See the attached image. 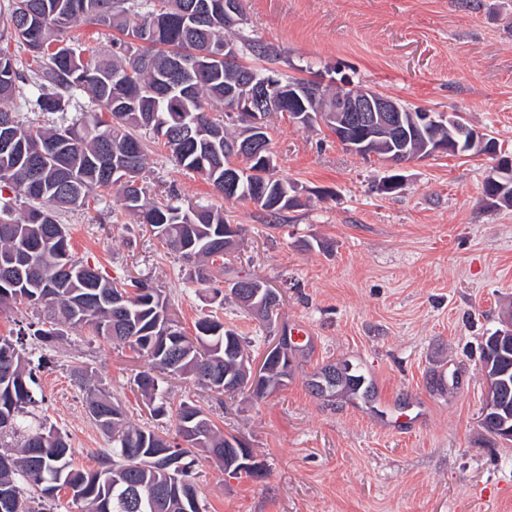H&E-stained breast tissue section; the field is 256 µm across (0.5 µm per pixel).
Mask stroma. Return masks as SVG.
I'll list each match as a JSON object with an SVG mask.
<instances>
[{
  "label": "stroma",
  "instance_id": "35a3bbf8",
  "mask_svg": "<svg viewBox=\"0 0 512 512\" xmlns=\"http://www.w3.org/2000/svg\"><path fill=\"white\" fill-rule=\"evenodd\" d=\"M243 33L273 49L244 64L283 76L342 78L401 103L456 113L512 152V0H243ZM117 31L77 23L63 34L85 60L111 51ZM267 133L277 174L295 183L301 207L278 220L228 202L169 150L147 144L151 198L224 212L241 229L219 280L254 278L278 291L271 321L190 282L186 264L125 212L114 190L63 210L75 259L106 278L151 277L186 335L212 314L248 342L254 368L298 323L310 329L290 351L281 386L219 395L155 371L157 417L134 379L145 358L65 326L50 344L43 317L25 304L0 308V336L23 334L36 377L29 421L66 434L76 466L93 469L111 448L93 423L73 367L139 426L174 425L195 401L225 436L250 448L262 477L224 473L198 453L203 512H512V442L480 424L486 384L481 344L512 313V207L482 195L490 157L434 156L408 165L386 194L385 164L346 151L325 126L276 114ZM353 367L368 395L317 394L325 367Z\"/></svg>",
  "mask_w": 512,
  "mask_h": 512
}]
</instances>
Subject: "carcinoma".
Returning a JSON list of instances; mask_svg holds the SVG:
<instances>
[{
  "label": "carcinoma",
  "mask_w": 512,
  "mask_h": 512,
  "mask_svg": "<svg viewBox=\"0 0 512 512\" xmlns=\"http://www.w3.org/2000/svg\"><path fill=\"white\" fill-rule=\"evenodd\" d=\"M214 0H3L0 23L22 41L40 64V83L27 97L38 112L63 113L77 90L92 94L95 109L70 123L45 128L20 123L1 104L24 95L18 61L0 50V136L9 133L13 146L0 149V185L28 200L18 218L0 202V306L27 303L45 312L47 329L33 336L48 343L60 335V326L86 327L96 336L123 345L147 359L150 370L137 380L142 395L153 398V370L167 371L176 360L177 376L194 385L224 394V378L245 379L248 355L244 337L224 329V322L207 315L196 324L190 339L174 323L161 292L146 278L112 281L71 252L70 234L57 220L61 208H80L98 190L118 187L124 210L142 218L151 233L178 253L199 285L212 283L210 264L230 254L236 243H226L228 222L213 209L183 207L149 197L140 185L146 165L138 131L160 138L174 162L200 174L224 194V172L236 170L232 159L244 154L246 129L230 130L210 116L207 105L220 102L224 116L234 114V98L248 92L245 77L260 70L237 61H204L198 53L211 45L231 43L236 51L248 48L259 58L272 50L238 33L244 21L239 13L224 24V13L212 12ZM28 16L37 23L36 35L26 37L17 20ZM85 21L108 25L124 38L113 43L110 55L84 63L70 48L61 55L49 52L60 36ZM189 58L198 69L184 86L169 73L173 57ZM307 110L326 118L322 99H304L294 111ZM423 142L401 131L390 137L384 159L391 154L412 155ZM243 159V158H241ZM236 192L226 200L245 201L270 216L299 206L297 186L258 160L243 159ZM130 164L133 180L112 172ZM283 363L272 364L268 377L278 387L288 376V341L282 342ZM495 361L507 372L495 407L512 408V347L502 346ZM74 381L87 391L89 413L112 441V452L98 457V467L79 469L69 441L54 428L31 426L25 408L34 403L37 385L28 360L12 339L0 336V512H38L35 504L53 501L62 491L71 495L81 512H203L202 493L192 478L193 450L213 453L234 448L208 414L193 401L176 412L175 427H140L127 420L123 407L92 381L84 367L73 368ZM163 456H157L159 452Z\"/></svg>",
  "instance_id": "carcinoma-1"
}]
</instances>
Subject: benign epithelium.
<instances>
[{
    "label": "benign epithelium",
    "mask_w": 512,
    "mask_h": 512,
    "mask_svg": "<svg viewBox=\"0 0 512 512\" xmlns=\"http://www.w3.org/2000/svg\"><path fill=\"white\" fill-rule=\"evenodd\" d=\"M285 93L288 94V102L291 103L302 97H311L317 90L300 86L286 89L278 79L265 76L255 84L249 94L238 99L237 112L251 120V138L247 142V148L254 158H266V117L267 114L278 111ZM329 111L336 113V122L333 124L336 141L347 150L366 156L374 154V149L386 138L385 131L389 129V123L397 119L402 112L409 113L414 129L445 118V115L427 109H410L370 89H361L357 94L336 97V100L330 103ZM450 124L454 127L456 135L448 137L445 142H437L424 149L419 158L447 154L492 157L495 159L497 176L503 180L499 188L505 190V183L512 180V158L503 155L498 143L490 139L488 133L476 127L460 124L454 118L450 119ZM387 161L390 164V175L381 182V190L385 193L405 186L404 170L408 164V160L400 155H392ZM481 370L486 382L487 396L490 397L499 388L500 375L491 369V364L484 361L481 362ZM252 465L253 456L247 448L240 447L224 456V467L228 471Z\"/></svg>",
    "instance_id": "obj_1"
}]
</instances>
